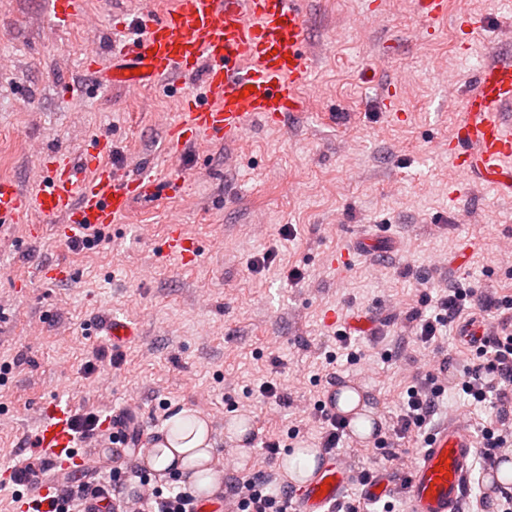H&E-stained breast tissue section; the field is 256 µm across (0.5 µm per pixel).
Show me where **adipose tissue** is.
Returning a JSON list of instances; mask_svg holds the SVG:
<instances>
[{"mask_svg": "<svg viewBox=\"0 0 512 512\" xmlns=\"http://www.w3.org/2000/svg\"><path fill=\"white\" fill-rule=\"evenodd\" d=\"M213 456L208 422L182 410L165 421L143 461L157 473L177 470L192 489L212 492L219 487L218 475L211 467Z\"/></svg>", "mask_w": 512, "mask_h": 512, "instance_id": "1", "label": "adipose tissue"}]
</instances>
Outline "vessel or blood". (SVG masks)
<instances>
[{"label":"vessel or blood","mask_w":512,"mask_h":512,"mask_svg":"<svg viewBox=\"0 0 512 512\" xmlns=\"http://www.w3.org/2000/svg\"><path fill=\"white\" fill-rule=\"evenodd\" d=\"M418 17L442 19L447 0H415ZM302 0H172L162 13H141L130 38L114 41L111 64L103 79L111 86L158 87L178 77L203 75V91L183 92V110L168 130L167 149L179 157L192 144L218 142L251 125L278 124L303 111L301 90L310 69L305 62ZM512 105V63L483 68L463 101V118L448 141V160L460 172L474 173L501 192H512V124L504 109ZM104 141L85 148L92 168H83L68 153L47 157L40 170L41 192L26 198L9 181L0 182V229L20 223L28 211L56 219L57 234L75 239L78 232L111 230L128 213L133 199L149 195L155 183L147 176L128 177L98 164ZM166 255L189 259L196 247L183 225H171L163 242ZM353 381L327 388L323 401L333 418L352 433L359 410L339 405L341 391ZM76 418L69 403L53 402L38 433L48 476L20 498L23 512L48 501L62 484L58 471L71 463L87 465L78 448ZM474 439L465 422L453 419L429 429L402 486L383 472L361 485L364 500L374 502L402 492L404 512H462L474 468ZM353 471L343 456L323 452L313 473L293 491L292 512H335L348 495Z\"/></svg>","instance_id":"obj_1"}]
</instances>
